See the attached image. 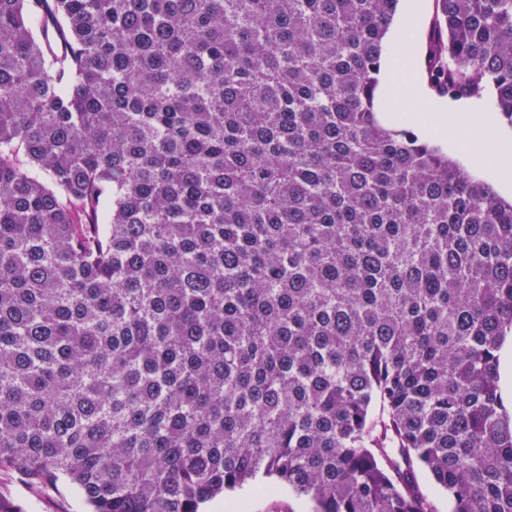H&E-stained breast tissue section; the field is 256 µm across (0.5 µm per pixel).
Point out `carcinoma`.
<instances>
[{
    "label": "carcinoma",
    "mask_w": 512,
    "mask_h": 512,
    "mask_svg": "<svg viewBox=\"0 0 512 512\" xmlns=\"http://www.w3.org/2000/svg\"><path fill=\"white\" fill-rule=\"evenodd\" d=\"M398 3L0 0V470L512 512V201L379 120ZM435 3L430 88L512 124V0Z\"/></svg>",
    "instance_id": "carcinoma-1"
}]
</instances>
